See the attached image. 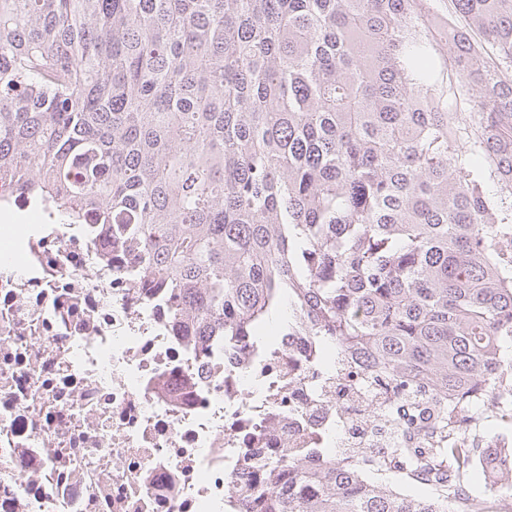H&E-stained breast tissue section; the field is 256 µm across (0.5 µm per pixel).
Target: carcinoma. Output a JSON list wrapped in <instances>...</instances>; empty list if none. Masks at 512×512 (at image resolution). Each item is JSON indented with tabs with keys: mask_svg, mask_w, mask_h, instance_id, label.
<instances>
[{
	"mask_svg": "<svg viewBox=\"0 0 512 512\" xmlns=\"http://www.w3.org/2000/svg\"><path fill=\"white\" fill-rule=\"evenodd\" d=\"M428 2L0 0V204L135 242L202 337L287 305L283 332L433 410L387 456L432 494L333 448L269 465L245 512H452L459 423L512 422V80L488 61H512V0H455L445 40Z\"/></svg>",
	"mask_w": 512,
	"mask_h": 512,
	"instance_id": "1",
	"label": "carcinoma"
}]
</instances>
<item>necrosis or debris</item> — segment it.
Here are the masks:
<instances>
[{
  "instance_id": "necrosis-or-debris-1",
  "label": "necrosis or debris",
  "mask_w": 512,
  "mask_h": 512,
  "mask_svg": "<svg viewBox=\"0 0 512 512\" xmlns=\"http://www.w3.org/2000/svg\"><path fill=\"white\" fill-rule=\"evenodd\" d=\"M107 225H0V512H226L263 465L387 448L309 337L196 340Z\"/></svg>"
}]
</instances>
